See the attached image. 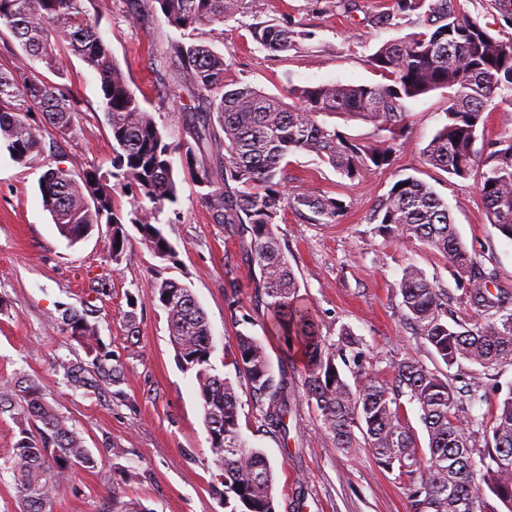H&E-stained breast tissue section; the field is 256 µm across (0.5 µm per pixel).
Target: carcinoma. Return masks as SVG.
<instances>
[{"label":"carcinoma","mask_w":512,"mask_h":512,"mask_svg":"<svg viewBox=\"0 0 512 512\" xmlns=\"http://www.w3.org/2000/svg\"><path fill=\"white\" fill-rule=\"evenodd\" d=\"M83 2L0 0V26L27 57L61 75L60 51L67 50L100 79L112 169L92 167L77 174L48 166L41 195L60 234L76 244L104 222L112 227L109 257L119 263L131 258L127 216L156 257L171 256L173 246L160 215L166 204L177 201L175 162H180L203 189L201 198L213 223L223 225L228 238L249 240L250 262L259 271L253 282L275 319L274 335L287 362L301 364V379L295 382L285 369L273 371L263 343L238 334L232 365L259 403V428L288 438L290 405L302 395L319 411L337 449L366 448L379 467L408 478L413 512H482L483 483L512 512V389L490 415L474 414L462 406L453 380L416 359L393 363L391 373L383 376L349 330L329 341L315 312L300 302V285L277 235L287 207L328 223L344 211L343 201L334 197L307 190L287 194L282 163L289 156L314 153L354 181L370 166L389 165L403 148L406 103L441 91L447 100L446 123L427 145L425 161L456 178H476L489 223L512 239V128L478 143L489 103L502 90L512 92V0H486L494 28L470 14V0H396L373 24L396 26L414 15L415 31L383 43L371 55L383 83L290 86L283 95L227 83L224 55L197 38L203 25L247 15L257 19L248 27L252 40L270 53H286L297 38L307 37L287 23L259 20L261 0H124L133 15L145 19L159 12L179 32L161 67H152L157 73L173 72L187 100L185 136L170 143L130 87ZM32 113L65 136L73 131L77 111L63 85L18 66L0 69V142L17 152L13 160L24 165L44 158L42 129L30 122ZM336 115L372 124L378 139L362 145L321 120ZM119 184L133 194L125 216L113 196ZM368 223L439 252L469 304L496 309L493 319L451 324L448 289L415 266L403 270L399 288L407 319L448 368H457L462 376L464 362L484 369L512 363V294L501 289L491 298L494 275L477 265L448 205L432 187L413 177L396 181ZM152 302L167 316L179 365L195 371L221 485L217 493L230 512H276L274 468L261 449L248 446L235 385L210 363L212 333L204 310L190 288L170 280L156 283ZM61 322L71 336L88 343L102 376L112 381L123 377L121 363L106 366L111 354L100 346L95 325L75 311L64 312ZM343 366L351 378L344 376ZM62 369L73 390L96 386L97 379L82 362H67ZM409 404L418 406L427 432L425 462L408 419ZM4 413L19 427L20 438L3 468L12 473L22 512H51L74 468L93 469L97 458L33 380L17 379L0 388ZM477 429L486 443L476 460L472 438ZM112 507L113 512H147L123 500L116 488Z\"/></svg>","instance_id":"1"}]
</instances>
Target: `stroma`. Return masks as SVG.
<instances>
[{"label":"stroma","mask_w":512,"mask_h":512,"mask_svg":"<svg viewBox=\"0 0 512 512\" xmlns=\"http://www.w3.org/2000/svg\"><path fill=\"white\" fill-rule=\"evenodd\" d=\"M262 20L290 22L306 32L297 48L272 54L252 41L244 16L202 26L199 37L223 54L226 79L265 93L284 94L291 85L380 83L370 55L386 41L413 32L410 20L396 27L373 26L374 14L394 0H262ZM116 62L166 134L183 135V101L173 73L154 80L150 56H163L176 31L163 17L137 19L124 0H89ZM64 72L40 69L47 82H63L77 109L72 133L57 137L58 151H46V163L82 170L110 169L112 137L104 119L100 80L81 58H62ZM405 146L390 165L369 167L355 181L342 178L316 155L289 156L288 191L302 189L343 201L345 212L333 224H319L285 210L278 236L300 283L302 301L314 308L323 336L336 339L348 328L380 372L405 357L443 370L432 347L416 336L406 317L399 281L415 265L448 290L456 285L445 260L420 242L379 233L367 217L393 184L414 177L431 186L447 203L458 233L479 265L494 271L495 287L512 292V240L488 218L475 179H459L424 160L429 141L446 121L443 93L433 92L407 105ZM43 165L16 163L0 145V384L32 378L48 400L98 451L95 469L76 470L53 502L52 512H112V489L147 512H228L211 490L216 468L209 450L203 409L192 372L183 371L170 341L164 311L151 302L157 281L186 285L204 309L212 331L210 361L224 373V361L236 348L238 333L261 341L270 356L280 349L271 319L256 298L250 262L239 240L226 238L200 198L201 189L179 173L176 203L161 219L174 248L171 258L154 256L136 228H129L130 260L108 257L110 228L68 245L43 205L39 189ZM233 274L236 288L224 285ZM83 312L96 324L99 338L125 375L91 391L68 386L63 363L96 364L86 347L61 322L65 309ZM138 334L129 338V323ZM471 381L484 400L475 413H490L512 388V364L491 370L473 366ZM240 424L250 447L265 452L274 467L277 512H412L404 479L375 462L364 448L339 451L323 432L318 413L297 397L288 416L289 434L280 438L257 429L255 401L244 380H236ZM123 449L120 458L106 447Z\"/></svg>","instance_id":"1"}]
</instances>
